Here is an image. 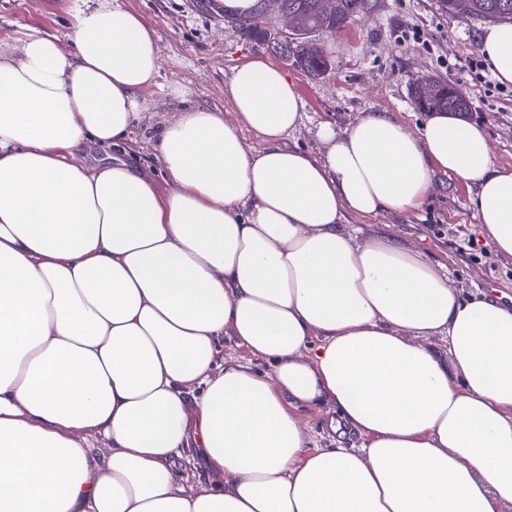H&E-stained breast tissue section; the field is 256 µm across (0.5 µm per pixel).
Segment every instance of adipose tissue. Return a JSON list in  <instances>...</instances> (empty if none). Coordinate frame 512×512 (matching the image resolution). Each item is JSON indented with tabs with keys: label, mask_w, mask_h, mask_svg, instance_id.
Wrapping results in <instances>:
<instances>
[{
	"label": "adipose tissue",
	"mask_w": 512,
	"mask_h": 512,
	"mask_svg": "<svg viewBox=\"0 0 512 512\" xmlns=\"http://www.w3.org/2000/svg\"><path fill=\"white\" fill-rule=\"evenodd\" d=\"M69 45L0 52V512H506L512 306L463 296L418 248L350 219L422 208L437 174L512 259V168L444 112L320 123L286 73L236 67L234 114L186 106L152 148L157 36L83 0ZM479 51L512 84V24ZM96 147L118 154L87 162ZM232 337L271 366L222 357ZM445 349H438L436 340ZM332 406L356 448H311ZM215 476L196 488L183 454ZM306 430L310 435L313 447L334 448L337 446V433H333L330 422L336 418V413L331 408L306 409L302 412Z\"/></svg>",
	"instance_id": "adipose-tissue-1"
}]
</instances>
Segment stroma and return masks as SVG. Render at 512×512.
Instances as JSON below:
<instances>
[{
  "mask_svg": "<svg viewBox=\"0 0 512 512\" xmlns=\"http://www.w3.org/2000/svg\"><path fill=\"white\" fill-rule=\"evenodd\" d=\"M155 29L161 57L152 98L150 127L173 120L184 105L229 108L224 86L234 68L254 56L276 60L271 47L246 39L234 18L211 10L204 0H121ZM369 13L356 16L336 32H316L313 38L331 67L316 79L290 62L282 69L294 79L304 114L303 123L288 139L311 152L320 145L319 122L345 128L358 117L381 112L408 126L426 118L414 105L412 84L436 77L454 84L468 101L467 117L483 124L491 138L497 165L512 167V91L496 88L490 72L460 68L459 60L478 51L481 21L441 12L437 0H371ZM81 0H58L53 13L36 10L31 0H0V50L15 51L26 28L66 39L71 15ZM181 86L186 99L168 95ZM474 186L441 175L423 208L408 215H387L369 230L388 231L414 244L431 263L447 270L463 293L477 290L503 302L512 301V259L486 248L471 207ZM334 411L307 409L302 413L314 446L359 445L357 435L337 437L330 422Z\"/></svg>",
  "mask_w": 512,
  "mask_h": 512,
  "instance_id": "obj_1",
  "label": "stroma"
}]
</instances>
